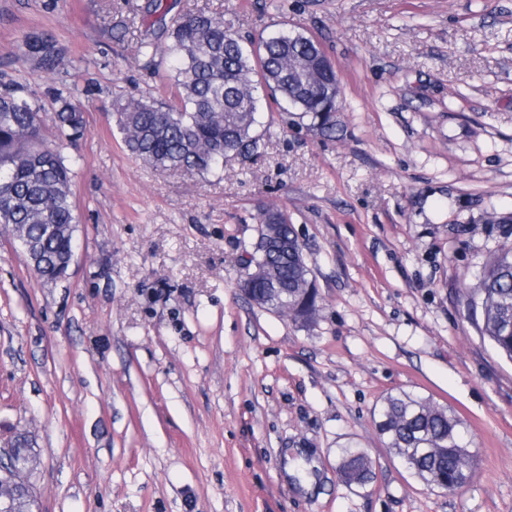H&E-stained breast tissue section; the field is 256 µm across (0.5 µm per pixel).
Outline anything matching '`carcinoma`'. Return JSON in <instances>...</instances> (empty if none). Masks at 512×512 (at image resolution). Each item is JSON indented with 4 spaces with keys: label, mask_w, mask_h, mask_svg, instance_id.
<instances>
[{
    "label": "carcinoma",
    "mask_w": 512,
    "mask_h": 512,
    "mask_svg": "<svg viewBox=\"0 0 512 512\" xmlns=\"http://www.w3.org/2000/svg\"><path fill=\"white\" fill-rule=\"evenodd\" d=\"M171 63L174 93L169 101L118 97V126L127 150L163 170L211 172L220 161L251 157L260 149L258 89L277 107L289 106L310 120L318 134L336 137V113L325 111L338 86L334 66L324 62L313 37L286 28L258 40L243 38L216 12H187L162 25ZM25 55L48 75L60 73L65 49L48 31L22 42ZM12 82L0 90V226L27 255L37 277L59 279L68 266L76 230L71 170L59 142L83 135L85 113L71 102L82 94L58 97L54 133L44 127L39 108ZM260 224L276 225L270 240L260 229L245 280L251 302L279 308L307 324L318 311V292L288 213L270 208ZM480 311L479 329L512 360V246L504 245L484 265L470 295ZM377 427L386 446L418 480L447 492L462 488L472 475V451L463 423L447 407L406 392L384 397ZM339 474L348 485L364 486L373 464L359 448H345ZM10 477L0 472V512H33L36 503L15 504L3 496Z\"/></svg>",
    "instance_id": "obj_1"
}]
</instances>
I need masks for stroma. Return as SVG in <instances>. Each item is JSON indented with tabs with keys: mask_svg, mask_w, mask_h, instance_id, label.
Returning <instances> with one entry per match:
<instances>
[{
	"mask_svg": "<svg viewBox=\"0 0 512 512\" xmlns=\"http://www.w3.org/2000/svg\"><path fill=\"white\" fill-rule=\"evenodd\" d=\"M151 0H0V84L44 121L81 66L86 130L60 152L79 224L65 280L38 281L0 235V439L26 432L40 512H512V362L467 307L512 244V0H162L220 11L247 38L317 39L336 68L335 137L263 111L257 156L207 174L126 151L115 99L169 75ZM287 212L319 293L313 322L239 287L259 218ZM407 392L450 407L475 455L455 493L383 442L373 410ZM374 461L344 483L342 449ZM25 55L32 59L35 66L48 75L61 73L65 49L59 39L48 31L27 34L22 42Z\"/></svg>",
	"mask_w": 512,
	"mask_h": 512,
	"instance_id": "1",
	"label": "stroma"
}]
</instances>
